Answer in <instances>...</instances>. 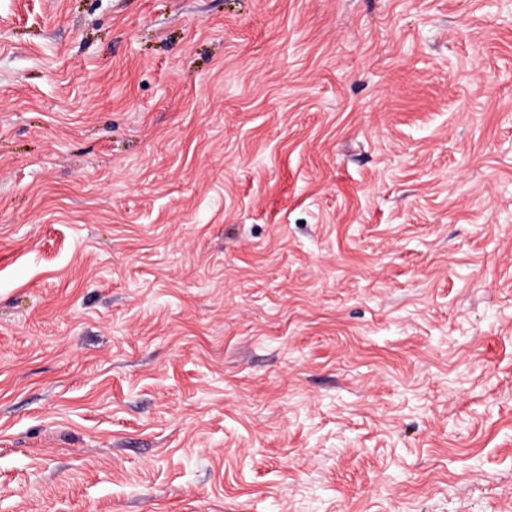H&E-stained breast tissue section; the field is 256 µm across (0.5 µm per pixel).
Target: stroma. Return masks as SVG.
I'll use <instances>...</instances> for the list:
<instances>
[{
    "label": "stroma",
    "mask_w": 512,
    "mask_h": 512,
    "mask_svg": "<svg viewBox=\"0 0 512 512\" xmlns=\"http://www.w3.org/2000/svg\"><path fill=\"white\" fill-rule=\"evenodd\" d=\"M0 512H512V0H0Z\"/></svg>",
    "instance_id": "obj_1"
}]
</instances>
